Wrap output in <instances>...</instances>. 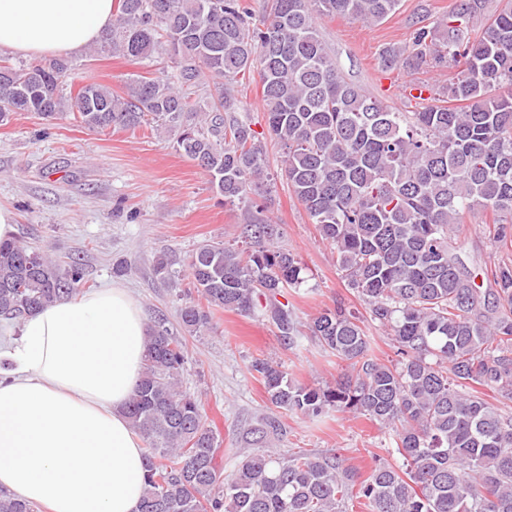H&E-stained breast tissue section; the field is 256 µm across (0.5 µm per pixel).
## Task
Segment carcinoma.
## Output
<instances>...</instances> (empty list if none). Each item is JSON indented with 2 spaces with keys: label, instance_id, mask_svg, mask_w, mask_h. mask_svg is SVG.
Returning <instances> with one entry per match:
<instances>
[{
  "label": "carcinoma",
  "instance_id": "cac0c4a2",
  "mask_svg": "<svg viewBox=\"0 0 512 512\" xmlns=\"http://www.w3.org/2000/svg\"><path fill=\"white\" fill-rule=\"evenodd\" d=\"M115 2L99 51L143 61L165 50L174 76L133 74L123 96L96 82L66 96L67 62L3 60L0 122L14 112L44 120L76 112L90 130L153 123L173 136L224 204L241 206L245 226L243 249L221 241L196 247L194 287L211 307L260 309L292 343L296 321L278 296L306 282V267L274 246L269 208L251 198L268 178L266 143L236 116L229 87L257 70L267 134L284 150L288 185L398 356L375 358L361 318L338 304L308 323L320 346L347 363L336 384H300L267 359L251 370L277 409L375 421L401 462L378 463L363 478L335 452L277 457L269 445L281 424L265 415L250 431L255 448L226 479L216 464L219 434L181 385L184 339L158 319L126 406L145 445L138 512H349L355 501L366 512H512V264L488 271V301L451 242L453 225L474 208L500 217L493 242L512 230V0L476 37L468 22L487 0H456L447 20L417 29L412 46L381 49L386 68L455 70L440 104L420 112L391 108L349 81L317 28V19L336 15L380 22L400 0H272L258 23L243 0ZM84 284L78 261L62 265L20 240L0 242L1 319L21 323ZM180 319L190 334L210 329V314L192 302ZM0 512L35 510L1 491Z\"/></svg>",
  "mask_w": 512,
  "mask_h": 512
}]
</instances>
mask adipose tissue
I'll return each instance as SVG.
<instances>
[{"label": "adipose tissue", "mask_w": 512, "mask_h": 512, "mask_svg": "<svg viewBox=\"0 0 512 512\" xmlns=\"http://www.w3.org/2000/svg\"><path fill=\"white\" fill-rule=\"evenodd\" d=\"M114 0H0V50L75 54ZM139 302L115 285L28 316L0 360V488L49 512H137L146 468L125 405L147 356Z\"/></svg>", "instance_id": "1"}]
</instances>
